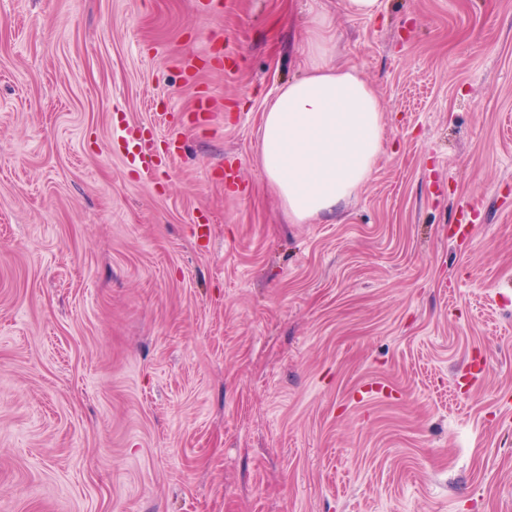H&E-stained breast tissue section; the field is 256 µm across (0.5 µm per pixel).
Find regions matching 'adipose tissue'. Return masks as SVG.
<instances>
[{
  "instance_id": "ef3b65f1",
  "label": "adipose tissue",
  "mask_w": 512,
  "mask_h": 512,
  "mask_svg": "<svg viewBox=\"0 0 512 512\" xmlns=\"http://www.w3.org/2000/svg\"><path fill=\"white\" fill-rule=\"evenodd\" d=\"M335 54L331 18L314 13L301 76L279 87L262 114L260 169L295 224L335 215L384 148L380 97L357 67L334 65Z\"/></svg>"
}]
</instances>
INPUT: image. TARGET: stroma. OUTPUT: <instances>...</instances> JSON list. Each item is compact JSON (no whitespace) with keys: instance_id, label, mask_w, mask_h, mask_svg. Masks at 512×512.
Segmentation results:
<instances>
[{"instance_id":"35a3bbf8","label":"stroma","mask_w":512,"mask_h":512,"mask_svg":"<svg viewBox=\"0 0 512 512\" xmlns=\"http://www.w3.org/2000/svg\"><path fill=\"white\" fill-rule=\"evenodd\" d=\"M317 11L386 139L292 224ZM0 512H512V0H0ZM127 136L123 139V148L132 162L147 170L153 169L160 163L153 141L146 139L140 127H128Z\"/></svg>"}]
</instances>
